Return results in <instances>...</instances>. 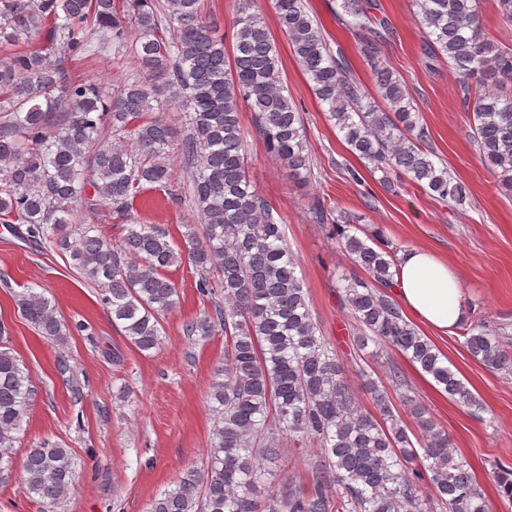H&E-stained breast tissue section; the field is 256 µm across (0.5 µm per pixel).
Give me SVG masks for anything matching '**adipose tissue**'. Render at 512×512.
Listing matches in <instances>:
<instances>
[{"label": "adipose tissue", "mask_w": 512, "mask_h": 512, "mask_svg": "<svg viewBox=\"0 0 512 512\" xmlns=\"http://www.w3.org/2000/svg\"><path fill=\"white\" fill-rule=\"evenodd\" d=\"M394 283L399 301L419 321L445 334L464 321L460 273L435 252L414 248L399 255Z\"/></svg>", "instance_id": "adipose-tissue-1"}]
</instances>
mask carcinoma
Wrapping results in <instances>:
<instances>
[{"label": "carcinoma", "mask_w": 512, "mask_h": 512, "mask_svg": "<svg viewBox=\"0 0 512 512\" xmlns=\"http://www.w3.org/2000/svg\"><path fill=\"white\" fill-rule=\"evenodd\" d=\"M425 30V56L448 59L472 113L473 144L502 192L512 194V49L485 32L480 0H414ZM254 0H237L233 53L203 14L201 0H0V46L16 51L0 64V224H19L38 249L67 254L98 288L100 305L141 352L162 344L161 316L178 301L169 268L187 259L197 292L210 310L183 325L205 340L224 333V368L211 387L213 433L202 469L189 467L155 497L149 512H488L465 461L448 435L409 395L401 372H390L418 432L402 424L385 387L369 379L376 413L352 397L345 365L317 335L297 263L279 214L252 186L241 104L268 152L292 180H307L312 156L303 119L284 94L281 59ZM279 25L329 120L349 150L383 176L465 203L467 189L428 150L403 76L382 47L397 35L377 0H340L339 22L372 74L373 90L352 76L340 48L331 51L306 0H275ZM132 55V70L108 101L98 84L74 73L91 36ZM178 104L188 111L184 133L153 115ZM192 180L189 205L200 224L189 227L185 252L168 233L138 224L133 211L147 189L171 186V149ZM107 212L125 225L114 244L75 219L78 207ZM306 220L333 228L355 270L343 277L339 301L359 326L357 349L372 341L399 350L456 403L481 409L439 351L410 324L393 294L394 252L380 234H358L357 222L317 197ZM363 274H358V271ZM24 319L62 347L83 323L57 317L56 306L32 287L17 294ZM470 354L487 368L512 373V352L483 325L464 333ZM57 371L72 396L83 386L66 356ZM33 393L32 375L0 326V482L14 470L13 448ZM318 444L328 466L312 482H291L258 500L264 464L280 463L285 440ZM22 485L42 512H57L72 488L77 462L65 444L42 439L22 464ZM498 495L512 503V469L494 472ZM342 491L335 493L333 488Z\"/></svg>", "instance_id": "cac0c4a2"}]
</instances>
